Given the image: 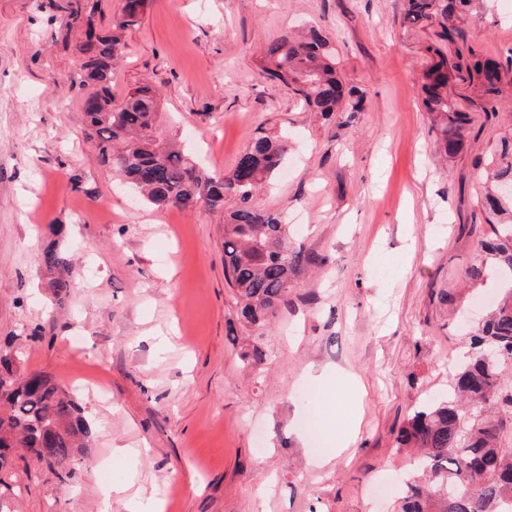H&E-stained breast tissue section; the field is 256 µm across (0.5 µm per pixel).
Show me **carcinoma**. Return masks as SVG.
Here are the masks:
<instances>
[{
    "label": "carcinoma",
    "instance_id": "carcinoma-1",
    "mask_svg": "<svg viewBox=\"0 0 512 512\" xmlns=\"http://www.w3.org/2000/svg\"><path fill=\"white\" fill-rule=\"evenodd\" d=\"M144 0H128L112 31L89 30L80 51V74L97 90L84 101L88 133L112 168L144 199L157 206L224 210V279L249 325L275 317L301 272L315 263L288 248V225L256 202L263 183L283 162L286 144L254 134L234 169L221 177L202 171L178 148L160 140L156 97L142 86L121 101L112 98V68L122 54L119 33L136 24ZM477 0H406L404 19L412 26L436 24L437 41L427 51L439 57L424 73V106L436 115L440 143L447 153L463 142L470 117L448 97L450 72L476 79L480 108L495 114L504 99L500 65L472 47L448 65L441 45L465 40L464 21ZM263 72L292 89L305 106L329 118L357 112L362 94L343 84L331 42L319 32L286 33L267 47ZM484 219L493 237L480 243V256L465 271L468 283L484 280L488 270L512 277V137H501L491 158L477 161ZM41 254L43 271L58 301L73 288L72 256L56 237ZM512 377V285L470 335L467 360L452 373L448 396L415 411L399 431L401 448L416 451L419 476L406 483L399 512H512V448L501 439L490 414L498 402L512 404L505 392ZM90 425L74 398L49 374L27 371L21 352L0 347V470L23 448L37 460L50 459L70 479L78 457L90 447Z\"/></svg>",
    "mask_w": 512,
    "mask_h": 512
}]
</instances>
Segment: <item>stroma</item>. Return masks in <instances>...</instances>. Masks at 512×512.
Returning a JSON list of instances; mask_svg holds the SVG:
<instances>
[{"instance_id":"stroma-1","label":"stroma","mask_w":512,"mask_h":512,"mask_svg":"<svg viewBox=\"0 0 512 512\" xmlns=\"http://www.w3.org/2000/svg\"><path fill=\"white\" fill-rule=\"evenodd\" d=\"M125 0H0V346L51 374L82 405L91 448L64 479L17 451L0 471L10 512H396L415 469L404 421L445 395L468 353L467 321L499 296L465 286L480 246L478 156L512 134L508 103L479 108L468 78L448 94L472 118L452 154L422 105L431 27L404 0H145L122 33L112 95L150 84L156 124L213 175L251 135L282 138L285 163L260 207L313 255L272 321L249 326L224 280V213L139 200L87 136L78 47ZM322 29L342 79L363 93L350 124L324 120L260 69L271 41ZM465 43L503 62L512 5L479 0ZM66 227L78 272L57 302L40 254ZM260 343L257 370L240 358ZM351 373L349 393L325 370ZM335 447L312 459L311 436Z\"/></svg>"}]
</instances>
